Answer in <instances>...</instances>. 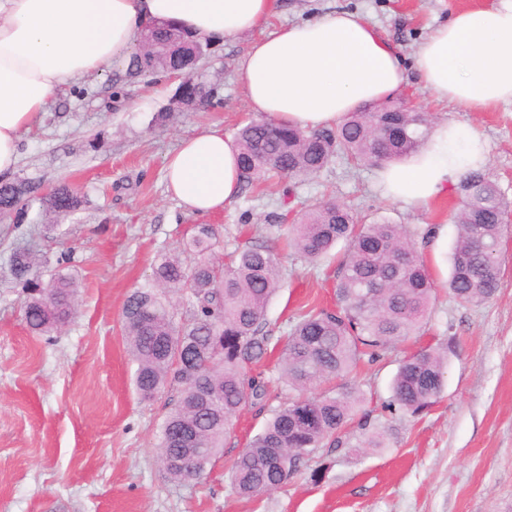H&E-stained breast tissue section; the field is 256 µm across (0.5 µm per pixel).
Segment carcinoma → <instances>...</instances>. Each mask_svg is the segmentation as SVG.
Instances as JSON below:
<instances>
[{
  "label": "carcinoma",
  "instance_id": "1",
  "mask_svg": "<svg viewBox=\"0 0 512 512\" xmlns=\"http://www.w3.org/2000/svg\"><path fill=\"white\" fill-rule=\"evenodd\" d=\"M154 40L167 46L157 70H190L201 55L193 37L164 22ZM431 116L409 112L402 101L375 103L368 112H351L341 123L301 129L272 120H252L238 132L242 186L270 177L299 179L321 172L343 155L355 167L399 162L424 146ZM461 206L455 216L458 237L450 253L448 290L464 304L491 299L500 286V245L512 200L485 169L467 173L455 188ZM29 186L0 189V213L21 210ZM48 211L75 210L80 200L67 187L47 199ZM414 232L385 220L363 222L335 200L309 209L290 227L288 245L314 262L343 242L335 310L300 316L282 347L272 343L266 307L278 291L282 265L263 244L233 251L227 264L215 261L216 230L199 224L181 251L153 265L151 281L134 291L123 309L125 341L136 364L140 398L153 400L168 385L178 399L159 431L158 455L166 476L199 479L174 459L200 448L208 461L222 454L233 418L249 402L265 405L267 383L254 371L280 349L281 392L285 400L271 411L262 432L232 460L235 492L254 498L288 483L305 458L324 447L351 420L360 402L353 388L317 391L325 381L344 378L362 358L377 361L416 335L430 312L435 285L413 244ZM36 258L14 254L11 271L29 290L24 317L37 335L72 319L76 282L59 271L35 281ZM447 348H422L400 363L386 408L418 417L441 397ZM304 456L288 459L286 449Z\"/></svg>",
  "mask_w": 512,
  "mask_h": 512
}]
</instances>
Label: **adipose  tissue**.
Here are the masks:
<instances>
[{
	"label": "adipose tissue",
	"mask_w": 512,
	"mask_h": 512,
	"mask_svg": "<svg viewBox=\"0 0 512 512\" xmlns=\"http://www.w3.org/2000/svg\"><path fill=\"white\" fill-rule=\"evenodd\" d=\"M279 0H0V180L16 171L23 134L76 79L128 66L147 28L169 21L195 40H253L236 71L251 112L306 129L336 125L409 78L465 112L512 103V0L457 12L411 61L359 15L332 10L276 29ZM237 145L220 128L181 140L165 161L167 190L189 212L231 204L240 188ZM487 163L466 121L433 124L426 145L377 171L383 196L425 205Z\"/></svg>",
	"instance_id": "obj_1"
}]
</instances>
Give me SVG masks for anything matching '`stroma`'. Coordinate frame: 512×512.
I'll return each instance as SVG.
<instances>
[{
    "mask_svg": "<svg viewBox=\"0 0 512 512\" xmlns=\"http://www.w3.org/2000/svg\"><path fill=\"white\" fill-rule=\"evenodd\" d=\"M492 2L281 0L270 25L345 9L409 57L453 11ZM251 40L245 34L203 44L192 77L212 89L207 101L180 103L172 75L132 77L113 68L60 90L23 135L14 178L31 192L20 214L0 218V512H512V225L501 241L500 288L476 306L447 290L455 192L405 205L380 193L375 169L354 170L338 158L296 185L283 179L240 190L224 210L206 215L188 212L168 193L165 159L182 139L211 127L233 138L254 119L236 81ZM402 95L434 120L470 121L487 143V170L512 198V104L464 113L414 80ZM62 184L81 205L57 217L45 200ZM327 199L357 217L417 231L416 247L437 287L422 335L348 377L361 402L341 445L320 448L281 488L245 499L231 485V460L268 417L251 404L202 479L170 481L156 444L176 390L151 402L137 395L124 339L128 295L148 284L153 265L196 225L216 228L222 261L258 241L259 226L284 223ZM18 249L36 254L42 279L62 268L78 285L75 317L52 334L35 335L26 325L27 293L10 270ZM280 258L283 280L265 313L277 338L309 310L335 308L338 280L335 255L313 265L292 250ZM446 342L439 402L420 418L391 414V381L404 355ZM383 429L389 447H360Z\"/></svg>",
    "mask_w": 512,
    "mask_h": 512,
    "instance_id": "35a3bbf8",
    "label": "stroma"
}]
</instances>
